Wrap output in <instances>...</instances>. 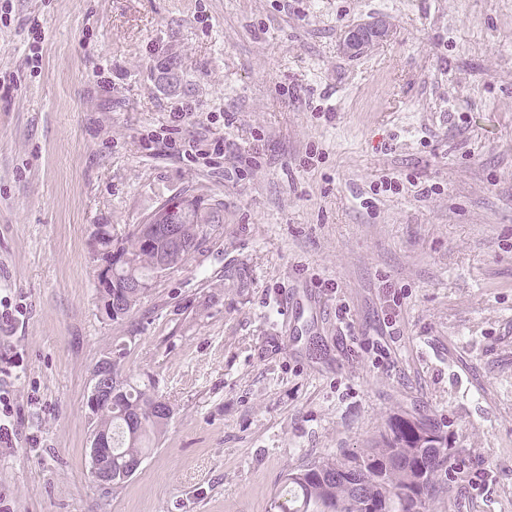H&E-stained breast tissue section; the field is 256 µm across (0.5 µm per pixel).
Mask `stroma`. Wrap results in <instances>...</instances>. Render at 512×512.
<instances>
[{
	"mask_svg": "<svg viewBox=\"0 0 512 512\" xmlns=\"http://www.w3.org/2000/svg\"><path fill=\"white\" fill-rule=\"evenodd\" d=\"M10 2L0 301L24 315L0 324V503L271 512L289 471L426 413L466 458L428 512H512V0ZM376 21L387 38L343 50ZM186 190L223 223L109 319L94 225L126 239ZM118 348L173 415L113 489L87 400Z\"/></svg>",
	"mask_w": 512,
	"mask_h": 512,
	"instance_id": "35a3bbf8",
	"label": "stroma"
}]
</instances>
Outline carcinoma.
<instances>
[{
  "mask_svg": "<svg viewBox=\"0 0 512 512\" xmlns=\"http://www.w3.org/2000/svg\"><path fill=\"white\" fill-rule=\"evenodd\" d=\"M223 221L219 207H205L201 200L195 209L181 213L178 230L184 251L179 263L199 249L205 225ZM157 250L136 233L130 243L114 249L112 234L103 233L96 253L112 277L102 284V301L113 297L124 302L126 310L134 308L141 296L126 297L124 283L131 276L152 280ZM125 355V349L119 348L112 356L118 378L112 403L93 411L94 427L112 439L114 488L132 477L131 467L152 450L170 419L152 383L137 384L123 376L120 366ZM460 470L439 424L423 416L397 415L390 418L381 446L341 459L325 458L288 473L287 498L274 508L276 512H426L427 502L444 489L439 475L451 482Z\"/></svg>",
  "mask_w": 512,
  "mask_h": 512,
  "instance_id": "obj_1",
  "label": "carcinoma"
}]
</instances>
